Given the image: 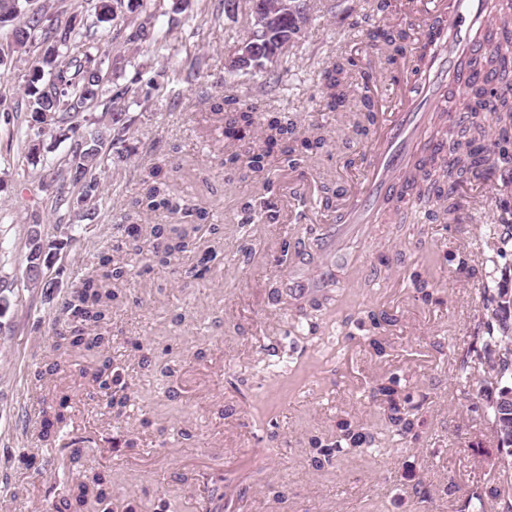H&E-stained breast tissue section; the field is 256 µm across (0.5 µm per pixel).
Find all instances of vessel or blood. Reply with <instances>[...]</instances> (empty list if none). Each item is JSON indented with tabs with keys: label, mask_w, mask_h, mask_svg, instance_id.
I'll return each mask as SVG.
<instances>
[{
	"label": "vessel or blood",
	"mask_w": 512,
	"mask_h": 512,
	"mask_svg": "<svg viewBox=\"0 0 512 512\" xmlns=\"http://www.w3.org/2000/svg\"><path fill=\"white\" fill-rule=\"evenodd\" d=\"M488 8L487 0H457L443 27H428L415 50L431 55L427 70L415 72L413 80L399 81L397 102L376 122L377 138L365 168L366 181L354 201L336 210V222L322 232V266L310 268L301 255L288 266V286L294 297L304 300L326 286V271L342 258L341 238L362 224L379 223L388 198L402 194L404 173L416 152L427 148L424 132L432 113L447 111L458 118L466 98V81L459 71L464 61L484 45L478 37ZM455 90L453 104H443L440 90Z\"/></svg>",
	"instance_id": "b4317fda"
}]
</instances>
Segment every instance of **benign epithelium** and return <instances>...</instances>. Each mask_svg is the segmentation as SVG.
Returning a JSON list of instances; mask_svg holds the SVG:
<instances>
[{"label":"benign epithelium","mask_w":512,"mask_h":512,"mask_svg":"<svg viewBox=\"0 0 512 512\" xmlns=\"http://www.w3.org/2000/svg\"><path fill=\"white\" fill-rule=\"evenodd\" d=\"M285 3L284 11L272 16L264 8L262 0H252L250 24L244 42L238 46L242 53L230 58V72L258 73L268 70L289 47L299 42L310 20L307 6Z\"/></svg>","instance_id":"benign-epithelium-1"}]
</instances>
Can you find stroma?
Wrapping results in <instances>:
<instances>
[{
	"label": "stroma",
	"instance_id": "stroma-1",
	"mask_svg": "<svg viewBox=\"0 0 512 512\" xmlns=\"http://www.w3.org/2000/svg\"><path fill=\"white\" fill-rule=\"evenodd\" d=\"M312 21L299 44L271 73H231L225 63L245 35V16H225L219 0H189L176 8L160 0L150 23L167 31L157 50L129 39L132 25L118 22L107 36L117 59L114 84L136 77L158 80L151 100L131 104L130 159L109 163L103 205L96 223L84 226L60 250L51 271L61 288L76 284L100 252L124 237L123 217L138 192L141 167L162 159L184 160L176 195L204 209L208 223L223 227L221 246L204 279L186 283L171 268L135 276L132 300L112 312L107 357L84 352L56 358L50 350L52 310L41 289L21 277L27 231L39 222L43 236L59 237L60 215L52 207L57 185L47 171L29 164L12 134L23 120L25 75L32 55L18 51L0 72V294L11 307L0 317V512H67L68 486L105 477L112 512H196L195 500L211 512H451L484 479L479 464L492 448L490 436L473 426L483 403L478 383L456 379L454 362L476 332L473 318L483 281L512 289V252L478 274L458 270L460 241L472 254L484 244L473 229L512 219V172L496 169L490 186L471 181L454 192L459 207L449 218L427 222L409 212L402 225L374 224L349 238V256L361 258L360 283L347 267L336 270L340 296L319 322L317 334H294L285 304L273 291L287 284L285 267L264 251L270 226L262 210L305 185L318 201L309 224L336 220L337 198L355 193L373 136L343 126L341 112H356L372 79L366 59L379 34L397 27L418 34L430 19L421 0L417 23L390 8L364 19L363 0H313ZM350 58L353 90L342 111L321 94L322 64L336 54ZM208 66L193 80L180 67L186 57ZM253 90L259 112L277 111L297 130L317 128L325 146L299 168L268 157L273 170L263 180L247 166L246 154L261 150L265 132L256 126L239 144L240 160L219 165L214 134L195 118L224 95ZM437 285L438 299L415 300L410 271ZM393 318L382 336L394 350L377 355L367 338L369 311ZM111 359L128 387L125 414L106 423L104 402L90 399L93 385L84 368ZM58 367L57 389L68 398L70 438L83 439L78 460L57 450L53 462L31 454L29 434L39 428L42 406L30 401L34 370ZM399 377L419 401L423 443L412 445L389 433L371 388ZM349 415L377 436L379 453L348 455L332 466L309 468L310 436L332 437L336 417ZM430 485L434 501L421 508L416 483ZM25 493H17V486ZM286 490L287 502L270 487Z\"/></svg>",
	"mask_w": 512,
	"mask_h": 512
}]
</instances>
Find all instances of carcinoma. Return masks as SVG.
Segmentation results:
<instances>
[{"instance_id": "cac0c4a2", "label": "carcinoma", "mask_w": 512, "mask_h": 512, "mask_svg": "<svg viewBox=\"0 0 512 512\" xmlns=\"http://www.w3.org/2000/svg\"><path fill=\"white\" fill-rule=\"evenodd\" d=\"M148 0H96L93 6L97 27L112 24L118 6L127 4L132 12L146 10ZM17 22L12 35L14 43L26 46L34 35L42 37L46 48L39 51L29 68L27 80V108L24 120V140L31 164L40 162V148L44 137L70 141L68 158L52 168L53 180L62 190L55 204L66 206L71 215L66 232L71 233L82 224H92L98 217L102 164L111 158L127 160L132 152L129 145L130 119L124 108L128 88H112V69L116 61L106 40H94L90 35L68 27L64 37L54 36V22L47 12L32 5V0H0V27ZM512 28V0L495 12L486 22L483 41L493 46L487 54L474 55L468 62L473 71L486 73L499 86L495 92L475 84L470 89L467 112L459 122L448 126V113H434L433 137L448 143V155L433 151L418 158L408 172L412 197L417 203L430 207L428 214L452 213L451 194L458 185L476 177L488 151V136L498 134L501 139L512 137V61L498 50L495 41L499 34ZM136 36L149 46L166 45L167 35L143 21L137 25ZM59 44H54V41ZM352 61L342 55L328 62L323 71V94L332 108H339L348 96V65ZM252 93L222 98L211 107L213 120L224 124V139L240 141L255 123L257 107L251 102ZM105 104L107 120L94 118L87 111ZM266 150L252 155L253 172L270 180L265 158L279 147L284 161L295 164L305 154L321 148L323 139L318 134L300 138L293 135L288 124L276 116L266 119ZM76 189L66 193L65 187ZM142 211L167 212L180 216L181 224H138L132 215ZM126 237L112 251L98 256L97 261L78 285L69 289L52 305L56 314L64 317L69 335L60 336L53 349L86 352L103 351L110 339L108 327L112 310L128 298L126 285L131 271L137 265L148 270L155 263L166 267L179 266L181 257L196 249L199 225L206 213L187 204H180L171 194V171L161 165L146 167L139 178L138 195L132 201V212L125 216ZM28 231L25 278L34 286L54 287V283L40 277V264L57 256L66 242L34 237ZM487 252L480 256L484 265L494 257L506 255L512 248V224H489L485 228ZM417 297L423 302L433 299L435 284L421 278L414 271L409 275ZM507 289L500 283H484L477 304L476 318L483 327L478 344L461 355L456 367L457 376L470 379L483 372L481 393L484 397L479 430L490 433L496 447L485 453L480 461L487 478L468 494L459 512H512V411H502L497 405L503 387H494L490 378L502 375L506 386L512 389V313L505 310L503 296ZM106 360L92 372L82 371V377H91L101 400L113 410L115 418L123 415L128 400L121 374L110 370ZM33 384L41 390L45 421L36 439L40 444H52L51 429L66 423L63 409L68 398L58 395L56 387L46 380L45 372H33ZM373 401L378 403L388 431L401 439L419 444L425 435L424 420L417 414L418 404L411 392L393 376L371 389ZM375 437L358 421L345 416L336 418V439L326 440L318 435L308 439V465L320 471L342 454H366L375 451ZM100 501L110 497V488L98 475L93 488L81 483L69 488L66 509L81 512L89 493Z\"/></svg>"}]
</instances>
